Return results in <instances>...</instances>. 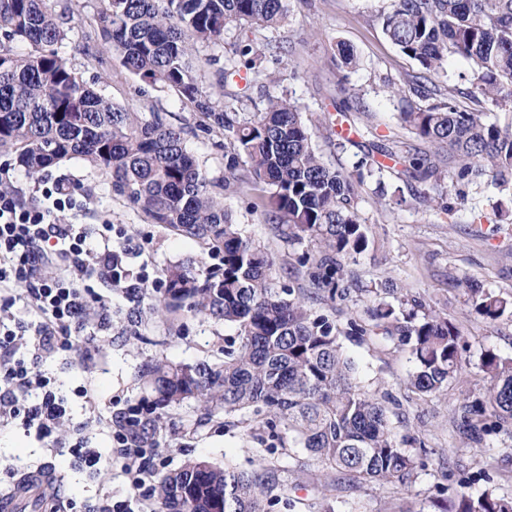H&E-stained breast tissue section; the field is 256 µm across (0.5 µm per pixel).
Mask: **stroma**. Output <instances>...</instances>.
Listing matches in <instances>:
<instances>
[{"instance_id": "obj_1", "label": "stroma", "mask_w": 512, "mask_h": 512, "mask_svg": "<svg viewBox=\"0 0 512 512\" xmlns=\"http://www.w3.org/2000/svg\"><path fill=\"white\" fill-rule=\"evenodd\" d=\"M389 0H286L287 17L277 28L257 33L266 54L262 76H231L220 85L214 70H198L197 77L217 109L251 118L263 110L269 97L284 96L297 105L313 144L332 168L352 170L365 158L382 164L379 176L369 177L359 201V214L373 244L348 260L346 279L353 286L344 302L319 304V312L336 321L339 341L354 360L358 376L372 389L391 393L398 401L393 422L398 436L422 441L427 453L425 470L410 489L396 484H365L353 490H331L334 474L299 448L268 452L251 438L246 416L225 422L223 416H205L191 399L165 409L156 435L157 456L152 483L192 459L217 465L252 468L264 460L285 467L289 501L271 512H318L322 496H329L338 512H398L412 505L415 512H434L441 492L480 494L486 488L512 493V436L500 434L491 446L475 448L461 442L453 425L460 389L479 392L487 381L479 370L488 350L512 356V318L491 322L475 313L457 281L469 277L494 293L512 297V224L501 223L494 207L512 200V192L456 182L435 190L431 182L405 175L406 151L429 152L430 146L404 129L398 119L405 103L397 92L405 74L422 75L421 66L402 54L382 33L380 10ZM96 0H55L69 8L68 36L60 52L84 81L113 104L133 108L145 119L160 117L181 128L188 150L205 171L210 190L246 235L268 247L277 257V273L284 282L306 285L297 262L302 248L282 241L264 219L260 186L242 183L224 188V130L211 124L175 91L150 85L126 71L112 51L87 45L84 34L95 22ZM344 42L359 59L356 69L337 66L334 46ZM337 129H326L327 121ZM396 149L395 157L380 148ZM69 178L83 196L81 224L109 222L122 225L140 254L134 265H146L150 280L164 284L167 268L199 257L198 244L161 225L113 196L101 171L83 159L50 167L42 181L30 179L11 155L0 153V185L18 197L40 196L58 176ZM386 194L377 197V184ZM387 286L398 298L418 297L460 326L466 341L462 355V385H450L439 397H417L407 388L412 369L406 347L381 335L348 334L350 321L361 320L365 290ZM112 304V329L97 340L93 366L59 357L48 368L65 387H89L103 416L117 414L127 404L152 405L156 394L146 375L148 366L163 360L178 364L224 361V340L236 335L230 324L187 313L155 308V291L127 294L117 287H100ZM52 462L63 478L62 495L78 506L92 507L104 492L125 497L128 477L119 465L94 476L72 466L69 456L56 455L18 430L0 428V467L24 470Z\"/></svg>"}]
</instances>
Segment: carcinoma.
<instances>
[{
  "instance_id": "1",
  "label": "carcinoma",
  "mask_w": 512,
  "mask_h": 512,
  "mask_svg": "<svg viewBox=\"0 0 512 512\" xmlns=\"http://www.w3.org/2000/svg\"><path fill=\"white\" fill-rule=\"evenodd\" d=\"M285 0H98L97 40L121 66L142 80L172 88L224 128V189L239 181L246 158L256 184L269 187L264 212L278 221V236L309 242L302 253L307 288L277 284V257L246 236L209 192V181L186 148L181 130L160 118L117 106L87 85L60 54L69 13L50 0H0V149L33 178L62 161L80 158L101 169L113 195L153 224L195 240L201 250L167 270L159 311L184 310L237 327L224 347V364L156 362L148 376L156 405L193 398L209 417L252 414L259 443H288L335 472L334 483L412 482L419 456L399 439L390 416L389 393L368 390L339 343L340 330L314 303H334L349 294L348 259L367 250L370 239L357 208L358 187L373 166L351 172L328 167L312 144L297 107L268 99L250 120L216 109L198 81L193 55L198 45L223 38L230 25L275 28L285 19ZM382 32L426 72L444 73L453 56L472 62L469 97L486 110L458 106V89L431 82L426 89L409 73L402 85L422 99L441 94L442 105L409 106L399 113L411 133L434 151L408 158L414 178L439 179L450 163L459 180L496 188L512 184V122L494 111L512 112V0H391L379 14ZM20 44L35 47L19 53ZM253 76L264 52L245 37L235 49ZM340 66L357 58L336 44ZM474 311L489 321L512 311V299L467 288ZM424 308L395 311L385 300L367 309L368 321L349 323L350 334L375 330L398 337L413 370L408 385L420 396L442 394L462 369L465 340L447 316ZM480 371L489 386L465 395L454 411L456 429L469 444L486 446L512 427V356L483 354ZM284 469L264 462L240 470L195 459L165 475L157 488L159 512H269L288 493ZM438 512H512V494L486 489L437 502Z\"/></svg>"
}]
</instances>
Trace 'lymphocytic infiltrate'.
<instances>
[{"instance_id": "obj_1", "label": "lymphocytic infiltrate", "mask_w": 512, "mask_h": 512, "mask_svg": "<svg viewBox=\"0 0 512 512\" xmlns=\"http://www.w3.org/2000/svg\"><path fill=\"white\" fill-rule=\"evenodd\" d=\"M82 205L76 187L61 181L29 205L0 189V427L21 430L40 447L66 449L75 466L93 475L101 474L106 462L119 464L130 493L122 499L104 495L94 512H136L155 493L148 483L154 443L145 434L142 407L126 409L109 434L110 456L102 458L85 433L88 422L102 420L94 396L83 385L63 391L42 369L43 362L63 355L93 361L97 334L112 328V308L96 283H123L131 291L149 287L146 272L130 269L139 250L123 230L62 223L63 212ZM15 282L24 283L22 295H14ZM18 303L31 321L16 318ZM74 396L83 399L87 422H72Z\"/></svg>"}]
</instances>
